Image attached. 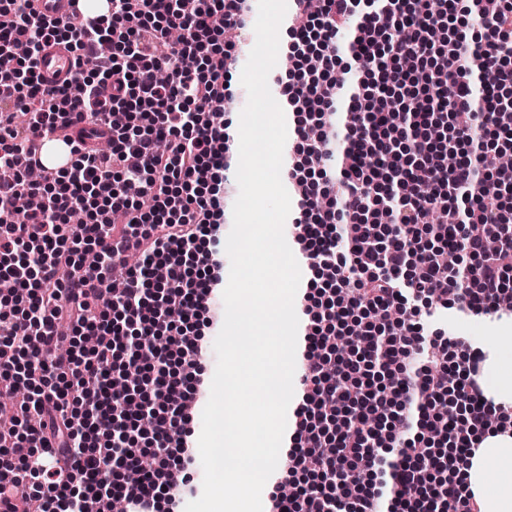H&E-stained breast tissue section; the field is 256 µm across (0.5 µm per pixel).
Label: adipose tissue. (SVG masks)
<instances>
[{"label":"adipose tissue","instance_id":"obj_1","mask_svg":"<svg viewBox=\"0 0 512 512\" xmlns=\"http://www.w3.org/2000/svg\"><path fill=\"white\" fill-rule=\"evenodd\" d=\"M481 380L495 404L512 408V342L492 347ZM468 476L482 512H512V436L487 438L471 458Z\"/></svg>","mask_w":512,"mask_h":512}]
</instances>
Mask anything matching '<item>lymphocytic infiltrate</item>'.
I'll list each match as a JSON object with an SVG mask.
<instances>
[{
	"label": "lymphocytic infiltrate",
	"mask_w": 512,
	"mask_h": 512,
	"mask_svg": "<svg viewBox=\"0 0 512 512\" xmlns=\"http://www.w3.org/2000/svg\"><path fill=\"white\" fill-rule=\"evenodd\" d=\"M0 0V276L16 310L0 340V388L29 396L0 418V504L22 512H159L193 463L189 396L202 385L208 298L221 264L232 153V59L248 0H111L102 14L50 18ZM285 93L299 118L304 257L313 274L302 399L288 452L291 497L275 512H482L467 465L496 410L485 356L423 334L440 305L496 314L512 298V170L491 175L469 149L511 152L512 0H291ZM482 32L462 33L467 20ZM359 92L336 173L342 31ZM67 44L50 83L40 52ZM57 131L69 167L31 184L28 145ZM109 150H101L100 141ZM63 191H54V183ZM37 196L24 223L15 202ZM104 219L74 224L90 199ZM168 275L155 282L151 271ZM181 300L171 318L167 301ZM427 363L407 369L410 355ZM139 384L119 391L128 367ZM137 483H128V473ZM72 63V52L64 45H57L42 54L37 70L46 80L58 81L68 76Z\"/></svg>",
	"instance_id": "lymphocytic-infiltrate-1"
}]
</instances>
